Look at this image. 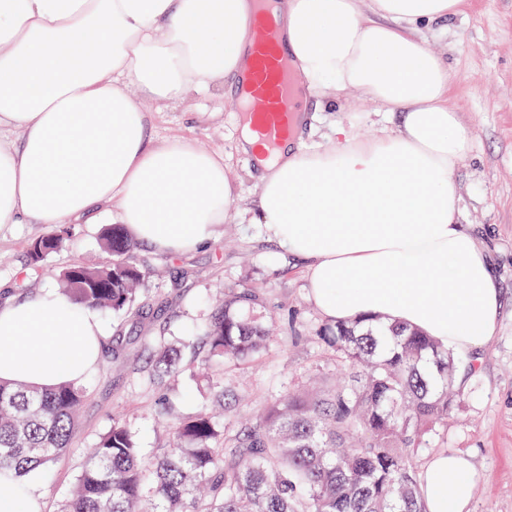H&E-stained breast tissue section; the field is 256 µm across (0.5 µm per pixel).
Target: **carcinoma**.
<instances>
[{
    "label": "carcinoma",
    "mask_w": 512,
    "mask_h": 512,
    "mask_svg": "<svg viewBox=\"0 0 512 512\" xmlns=\"http://www.w3.org/2000/svg\"><path fill=\"white\" fill-rule=\"evenodd\" d=\"M65 234L61 227L32 241L30 262L58 251ZM104 245L112 265H71L63 293L130 314L143 280L127 258L133 242L115 227ZM255 301L250 293L224 298L197 342L202 361L246 360L267 348L262 317L243 311ZM319 339L347 364L344 382L290 392L230 436L214 412L182 419L149 460L114 418L60 512H422L414 452L456 405L453 354L379 318L329 322ZM182 370L181 352L163 348L152 380L160 385ZM87 395L81 384L34 391L0 380V471L20 483L50 468L71 447Z\"/></svg>",
    "instance_id": "carcinoma-1"
}]
</instances>
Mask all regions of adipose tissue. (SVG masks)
Listing matches in <instances>:
<instances>
[{
    "label": "adipose tissue",
    "instance_id": "obj_1",
    "mask_svg": "<svg viewBox=\"0 0 512 512\" xmlns=\"http://www.w3.org/2000/svg\"><path fill=\"white\" fill-rule=\"evenodd\" d=\"M461 0H278L283 40L309 97L354 91L398 116L394 133L312 151L257 154L245 216L308 263L315 306L334 320L381 318L473 352L501 306L491 254L459 222L455 178L473 135L448 105L451 70L422 32ZM255 0H0V224L126 225L167 254L213 242L233 215L224 157L154 141L151 113L223 88L250 66ZM95 309L43 291L0 305V379L80 383L98 364ZM468 457L424 466V512H470Z\"/></svg>",
    "mask_w": 512,
    "mask_h": 512
}]
</instances>
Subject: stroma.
I'll list each match as a JSON object with an SVG mask.
<instances>
[{"label": "stroma", "mask_w": 512, "mask_h": 512, "mask_svg": "<svg viewBox=\"0 0 512 512\" xmlns=\"http://www.w3.org/2000/svg\"><path fill=\"white\" fill-rule=\"evenodd\" d=\"M424 38L432 49L447 51L455 74L449 103L473 132L472 150L455 171L460 222L495 257L502 307L484 347L462 353L477 369H459L457 404L446 426L416 450L415 467L423 469L438 452L469 455L476 473L471 512H512V0H465L447 29L427 30ZM307 109L314 122L303 140L311 149L333 145L338 124L357 140L379 136L384 127L375 105L353 92L332 107L309 100ZM151 125L155 140L183 137L223 154L241 203L256 196L252 160L238 147L242 117L232 86L153 113ZM107 230L104 224L70 225L63 248L33 266L28 246L48 227L0 224V295L21 301L59 290L61 273L78 260L111 264ZM131 259L144 273L138 307L129 315L99 314L104 345L84 380L89 395L77 434L69 452L35 477L43 512H56L113 418L122 417L149 453L165 446L170 423L212 407L214 382L184 342L202 334L222 295L255 294L274 332L269 348L250 363L224 364L226 421L233 427L288 390L330 384L346 371L319 338L327 318L309 296L305 261L266 239L260 225L230 219L209 247L188 254L160 253L139 242ZM162 345L181 348L186 370L159 388L148 375Z\"/></svg>", "instance_id": "35a3bbf8"}]
</instances>
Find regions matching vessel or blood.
<instances>
[{"instance_id": "b4317fda", "label": "vessel or blood", "mask_w": 512, "mask_h": 512, "mask_svg": "<svg viewBox=\"0 0 512 512\" xmlns=\"http://www.w3.org/2000/svg\"><path fill=\"white\" fill-rule=\"evenodd\" d=\"M250 27L252 67L239 82L236 95L248 101L259 145L269 150L294 131L302 80L286 57L277 18L269 5L260 7Z\"/></svg>"}]
</instances>
